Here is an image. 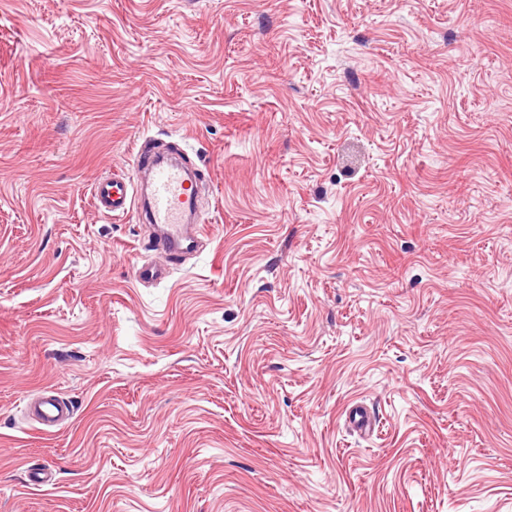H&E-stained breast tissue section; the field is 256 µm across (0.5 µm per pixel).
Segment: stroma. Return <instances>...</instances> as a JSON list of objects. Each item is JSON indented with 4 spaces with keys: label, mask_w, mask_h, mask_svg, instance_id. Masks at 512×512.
<instances>
[{
    "label": "stroma",
    "mask_w": 512,
    "mask_h": 512,
    "mask_svg": "<svg viewBox=\"0 0 512 512\" xmlns=\"http://www.w3.org/2000/svg\"><path fill=\"white\" fill-rule=\"evenodd\" d=\"M0 512H512V0H0ZM142 173L148 178L149 190L144 214L150 224L161 230L155 246L164 260L142 265L135 273L140 282H157L169 274L168 259L171 264L180 260L184 252L192 250L203 236V226L188 223L195 213L198 183L204 179L199 170L191 179L183 167L165 162L140 148L133 159L131 179L106 177L98 182L93 194L97 210L103 215L115 216L139 208L138 183ZM46 393L49 394L30 399L27 410L42 429L47 431L56 429L69 420L73 416L74 407L52 392Z\"/></svg>",
    "instance_id": "obj_1"
}]
</instances>
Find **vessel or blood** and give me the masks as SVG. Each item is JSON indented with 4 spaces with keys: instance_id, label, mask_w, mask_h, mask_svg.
<instances>
[{
    "instance_id": "vessel-or-blood-1",
    "label": "vessel or blood",
    "mask_w": 512,
    "mask_h": 512,
    "mask_svg": "<svg viewBox=\"0 0 512 512\" xmlns=\"http://www.w3.org/2000/svg\"><path fill=\"white\" fill-rule=\"evenodd\" d=\"M197 194V179L189 178L183 167L143 149L133 159L131 179L106 177L98 182L93 202L101 214L115 216L140 208L147 221L161 230L155 246L164 260L137 268L139 281L165 279L170 262L182 258L201 238L202 226L189 221L195 212ZM27 410L46 431L60 427L74 413L73 405L52 393L30 399Z\"/></svg>"
}]
</instances>
